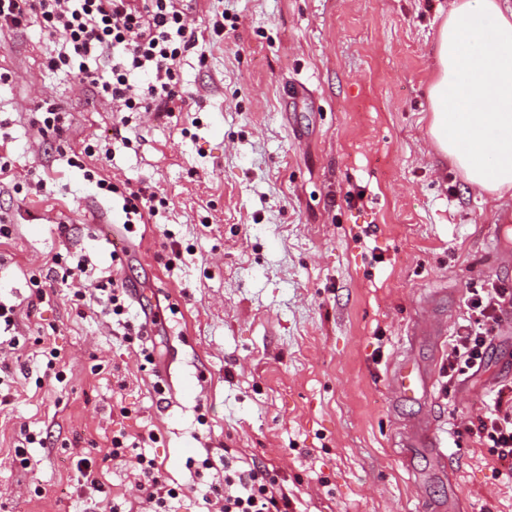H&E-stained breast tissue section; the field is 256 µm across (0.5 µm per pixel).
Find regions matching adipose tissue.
<instances>
[{"instance_id":"obj_1","label":"adipose tissue","mask_w":512,"mask_h":512,"mask_svg":"<svg viewBox=\"0 0 512 512\" xmlns=\"http://www.w3.org/2000/svg\"><path fill=\"white\" fill-rule=\"evenodd\" d=\"M429 87L435 149L481 196L512 190V0H455Z\"/></svg>"}]
</instances>
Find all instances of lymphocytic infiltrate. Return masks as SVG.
<instances>
[{"label":"lymphocytic infiltrate","mask_w":512,"mask_h":512,"mask_svg":"<svg viewBox=\"0 0 512 512\" xmlns=\"http://www.w3.org/2000/svg\"><path fill=\"white\" fill-rule=\"evenodd\" d=\"M185 0H0V29L38 23L60 34L64 51L49 57V70L78 69L98 96L121 105V126L150 110L174 112L183 96L177 77L180 60L199 44L194 25L187 21ZM105 61L103 70H90L89 61ZM98 189L118 194L125 221L145 224L158 214L154 194L145 189L117 187L97 180ZM512 290L488 281L467 290V318L448 344V373L476 370L501 321ZM477 438L490 444L506 474L512 475V385L493 394L475 429ZM118 432L112 437V458L130 459L136 485L145 501L159 512H169L180 489L166 486L154 459L138 451L142 440ZM208 493L217 512H295V500L276 475L260 469L225 466L222 483Z\"/></svg>","instance_id":"1"}]
</instances>
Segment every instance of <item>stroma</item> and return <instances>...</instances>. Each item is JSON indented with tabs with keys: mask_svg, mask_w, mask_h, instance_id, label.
Listing matches in <instances>:
<instances>
[{
	"mask_svg": "<svg viewBox=\"0 0 512 512\" xmlns=\"http://www.w3.org/2000/svg\"><path fill=\"white\" fill-rule=\"evenodd\" d=\"M452 3L195 0L198 26L215 5L235 31L200 42L206 63L181 60L180 112H143L124 130L111 101L47 70L58 36L34 24L0 32V222L12 231L0 301L22 311L0 326L15 343L0 352L14 396L0 410V512H73L81 448L105 485L87 512L123 501L150 512L130 464L106 457L113 434L148 429L143 453L191 512H206L201 485L249 463L303 512H512V478L463 430L512 383V324L454 382L447 342L407 336L432 292L452 331L469 284L512 289L499 230L512 225V191L476 195L428 135L435 32ZM48 108L58 130L43 125ZM118 131L129 147L113 148ZM100 178L149 187L164 202L157 223L124 226ZM111 276L136 290L129 322L159 313L150 337L126 340L104 315ZM42 336L62 380L44 374ZM409 347L436 368L425 403L389 386ZM168 367L190 390L160 391ZM414 418L437 425L444 468L427 449L397 448ZM23 426L46 440L30 448L28 472L12 450ZM207 457L212 469L197 471Z\"/></svg>",
	"mask_w": 512,
	"mask_h": 512,
	"instance_id": "1",
	"label": "stroma"
}]
</instances>
